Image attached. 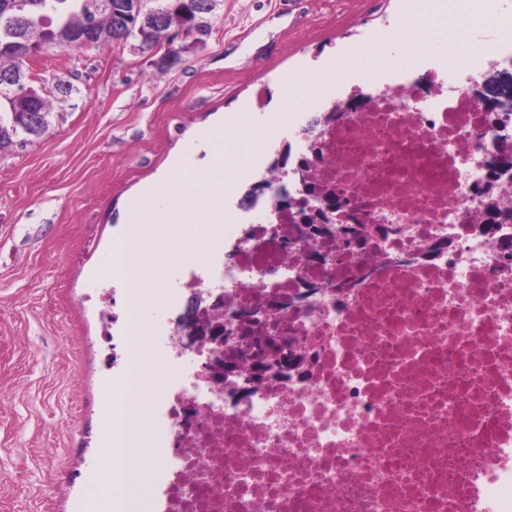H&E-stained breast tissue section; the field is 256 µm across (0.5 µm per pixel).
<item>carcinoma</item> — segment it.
I'll list each match as a JSON object with an SVG mask.
<instances>
[{
    "mask_svg": "<svg viewBox=\"0 0 512 512\" xmlns=\"http://www.w3.org/2000/svg\"><path fill=\"white\" fill-rule=\"evenodd\" d=\"M9 0H0V151L9 148L21 135L38 136L48 126L49 110L41 97L18 96L5 85L7 77L16 65L12 44L16 41L14 31L4 26L10 14ZM97 0H29L27 15L31 25L23 33L30 41H40L46 35L54 37L57 46L73 47L67 29L77 28L91 21V32L95 43L114 37L115 17L95 7ZM159 15L138 13L123 20V36L134 34L148 48H154L174 24L190 28L199 24L203 33L208 25L202 24L204 15L212 10L211 0H160L156 7Z\"/></svg>",
    "mask_w": 512,
    "mask_h": 512,
    "instance_id": "obj_1",
    "label": "carcinoma"
}]
</instances>
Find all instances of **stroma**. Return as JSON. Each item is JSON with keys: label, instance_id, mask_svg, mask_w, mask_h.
<instances>
[{"label": "stroma", "instance_id": "35a3bbf8", "mask_svg": "<svg viewBox=\"0 0 512 512\" xmlns=\"http://www.w3.org/2000/svg\"><path fill=\"white\" fill-rule=\"evenodd\" d=\"M447 2L434 18L426 0H216L204 39L168 31L180 55L167 63L137 37L43 51L32 86L49 128L0 152V512H94L91 478L104 475L110 446L99 386L119 375L111 338L129 305L104 272L134 190L175 161L199 177L210 162L199 131L239 113L252 130L224 203L234 208L260 177L261 136L292 139L328 86L346 90L379 66L429 74L464 23L478 45L512 33V14ZM420 28L421 50L410 40ZM290 81L299 103L286 114L275 101ZM152 238L148 285L167 295L215 241L196 218L153 225Z\"/></svg>", "mask_w": 512, "mask_h": 512}]
</instances>
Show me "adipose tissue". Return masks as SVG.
<instances>
[{"label": "adipose tissue", "instance_id": "ef3b65f1", "mask_svg": "<svg viewBox=\"0 0 512 512\" xmlns=\"http://www.w3.org/2000/svg\"><path fill=\"white\" fill-rule=\"evenodd\" d=\"M206 193H198L194 184L176 192L175 179L162 177L153 182L149 192L128 209L119 233L112 241L113 263L110 276L131 289L130 302L139 307L159 302V295L141 290L146 225L170 220L181 223L189 216L208 221L224 210V196L233 182L224 173V157L216 155L206 176ZM151 399L139 382L117 387L104 383L100 427L111 443V457L104 482L98 490L106 512H151L148 476L154 469L159 450L154 444Z\"/></svg>", "mask_w": 512, "mask_h": 512}]
</instances>
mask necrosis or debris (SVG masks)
Segmentation results:
<instances>
[{
  "label": "necrosis or debris",
  "instance_id": "necrosis-or-debris-1",
  "mask_svg": "<svg viewBox=\"0 0 512 512\" xmlns=\"http://www.w3.org/2000/svg\"><path fill=\"white\" fill-rule=\"evenodd\" d=\"M458 50L425 88L355 77L287 169L257 157L265 210L245 194L220 263L184 282L241 331L222 381L175 337L159 352L160 512H512V170L492 165L512 113L473 76L512 42Z\"/></svg>",
  "mask_w": 512,
  "mask_h": 512
}]
</instances>
